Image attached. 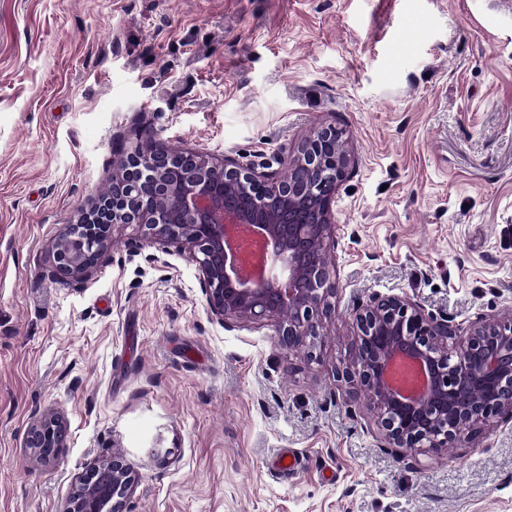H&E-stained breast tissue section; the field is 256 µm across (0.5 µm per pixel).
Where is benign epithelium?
<instances>
[{"instance_id": "obj_1", "label": "benign epithelium", "mask_w": 512, "mask_h": 512, "mask_svg": "<svg viewBox=\"0 0 512 512\" xmlns=\"http://www.w3.org/2000/svg\"><path fill=\"white\" fill-rule=\"evenodd\" d=\"M341 137L330 126L313 132L287 158L285 179L168 148L141 125L112 174V190L52 242L51 276L84 278L107 251L112 228L134 224L147 238L188 250L209 309L225 327L276 319L280 345L305 347L313 360L336 297L325 252L350 163ZM230 224L264 230L261 281L247 277L225 246ZM354 320L353 350L339 375L364 394L391 447H466L493 419L512 418V320L481 318L462 328L405 297L378 293L354 307ZM67 435L63 417L48 413L28 429L26 447L50 462ZM136 481L116 456L96 463L77 478L62 512H123Z\"/></svg>"}]
</instances>
